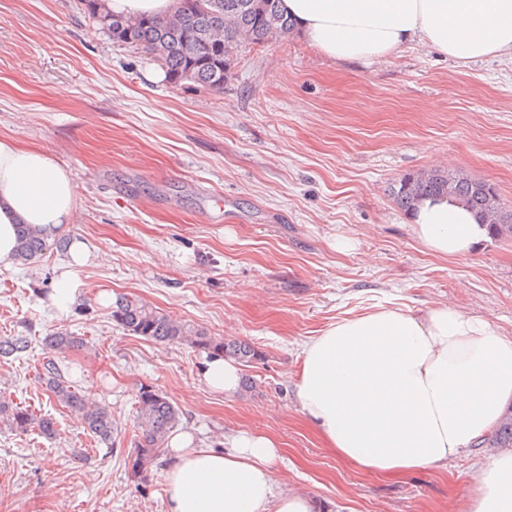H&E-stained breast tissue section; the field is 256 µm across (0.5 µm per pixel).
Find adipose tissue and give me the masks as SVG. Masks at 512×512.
<instances>
[{
	"label": "adipose tissue",
	"mask_w": 512,
	"mask_h": 512,
	"mask_svg": "<svg viewBox=\"0 0 512 512\" xmlns=\"http://www.w3.org/2000/svg\"><path fill=\"white\" fill-rule=\"evenodd\" d=\"M295 29L328 57L371 61L420 42L465 65L512 58V0H281ZM75 184L46 154L0 140V268L15 263L16 227L51 234L70 223ZM436 254L474 253L485 234L472 212L426 199L413 215ZM212 390L231 395L236 362L205 358ZM296 401L337 454L380 475L446 465L470 451L512 398V338L489 320L440 305L344 318L303 349ZM165 475L166 512H316L305 495L276 490L277 443L240 433L215 449L174 435ZM464 512H512V450L492 453Z\"/></svg>",
	"instance_id": "ef3b65f1"
}]
</instances>
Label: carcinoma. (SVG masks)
<instances>
[{
  "instance_id": "carcinoma-1",
  "label": "carcinoma",
  "mask_w": 512,
  "mask_h": 512,
  "mask_svg": "<svg viewBox=\"0 0 512 512\" xmlns=\"http://www.w3.org/2000/svg\"><path fill=\"white\" fill-rule=\"evenodd\" d=\"M93 1L96 5L88 7V11L100 28L120 43L146 50L163 65L171 83H191L217 92L224 90L225 79L231 74L234 51L292 33V23L283 12L281 0H178L176 12L167 19L115 17L100 8L101 0H87ZM393 194L405 210L414 209L416 202L426 196L459 200L488 226L493 237L512 239V224L492 222V215L501 208L497 193H477L467 183L450 189L445 168L405 176ZM17 232L16 256L23 265L41 259L53 244L59 248L65 245L63 237L48 242V236L30 224L18 225ZM112 321L136 336L164 344L187 343L201 352L232 358L244 365L259 358L258 351L247 342L212 336L137 298L117 296L112 305ZM44 344L50 353L59 356L81 347L83 341L61 331L45 337ZM27 346L25 336L0 340V356L9 357ZM44 382L58 402L81 416L84 427L97 440H112L109 409L88 405L84 396L61 378L52 358L44 363ZM136 415L140 438L128 465L133 475L140 476L151 467L156 452L179 424L182 412L163 393L145 385L138 391ZM0 423L19 434L35 432L45 439L53 438L56 432L53 417L5 400L0 401ZM483 444L489 448H512V404Z\"/></svg>"
}]
</instances>
